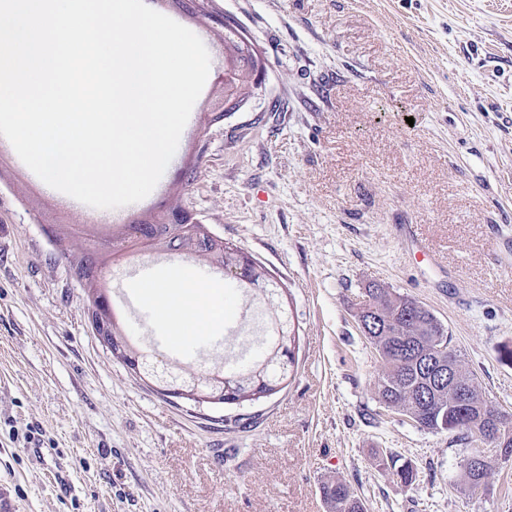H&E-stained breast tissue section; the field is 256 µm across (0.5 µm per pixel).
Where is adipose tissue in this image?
<instances>
[{"mask_svg": "<svg viewBox=\"0 0 512 512\" xmlns=\"http://www.w3.org/2000/svg\"><path fill=\"white\" fill-rule=\"evenodd\" d=\"M138 297L153 306L160 325L169 333L172 344L191 336H209L224 323L226 298L222 286L190 279L155 276L137 285Z\"/></svg>", "mask_w": 512, "mask_h": 512, "instance_id": "1", "label": "adipose tissue"}]
</instances>
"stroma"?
Segmentation results:
<instances>
[{"label":"stroma","instance_id":"1","mask_svg":"<svg viewBox=\"0 0 512 512\" xmlns=\"http://www.w3.org/2000/svg\"><path fill=\"white\" fill-rule=\"evenodd\" d=\"M205 2L238 20L266 82L201 125L195 177L173 169L160 216L186 211L271 271L299 325L295 369L240 406L157 394L99 341L48 240L83 247V215L0 153V512H328L329 479L369 512H512V461L484 447L471 491V446L384 409L356 318L370 284L415 298L512 414V0ZM414 238L440 267L411 263ZM226 295L222 341L195 357L156 346V319L125 324L158 359L228 371L251 359L253 323Z\"/></svg>","mask_w":512,"mask_h":512}]
</instances>
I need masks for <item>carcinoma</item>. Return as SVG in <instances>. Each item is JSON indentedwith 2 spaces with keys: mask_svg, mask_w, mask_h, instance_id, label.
<instances>
[{
  "mask_svg": "<svg viewBox=\"0 0 512 512\" xmlns=\"http://www.w3.org/2000/svg\"><path fill=\"white\" fill-rule=\"evenodd\" d=\"M224 95L234 96L241 101L254 97L260 87L256 74L264 65L257 53L240 44L236 39V28L240 24L231 16H224ZM190 223L184 211L172 212V221H157L153 224L133 223L125 225L119 238V249H127L130 244L147 242L150 246L160 245L168 250L179 252L187 257L205 256L209 263L224 268V279L231 284H239L262 294L271 312V334L265 341L259 359L252 366L237 369L226 375L228 384L236 389L241 397L249 396L256 381L262 375L267 381H276L279 361V339L290 335L291 317L280 302V290L271 278L269 271L258 260L242 270L238 265L241 250L224 242V238L210 236L203 224L195 225L190 234L184 225ZM74 276L92 287L88 295L87 310L95 332L106 331L112 336V355L127 363L140 359V355L129 345L124 331L117 326L107 298L101 293L99 281L103 276L102 263L84 247L69 260ZM358 316L361 321H374L375 331L369 340L375 350L381 353L386 369L376 383L378 401L403 407L415 415L417 427L429 432H442L458 417L455 408L448 405V388L430 386L428 377L435 374L430 366L428 350L438 347L446 357L459 360L451 347L447 329L437 316L416 299L402 294H394L383 286L373 283L366 288V300ZM473 463L464 469L466 484L475 479H483L487 474L488 463L480 452L471 454ZM395 472L401 482L411 484L416 480V469L405 461L397 464ZM324 500L330 512H368L367 503L346 483L330 480L322 485Z\"/></svg>",
  "mask_w": 512,
  "mask_h": 512,
  "instance_id": "obj_1",
  "label": "carcinoma"
}]
</instances>
